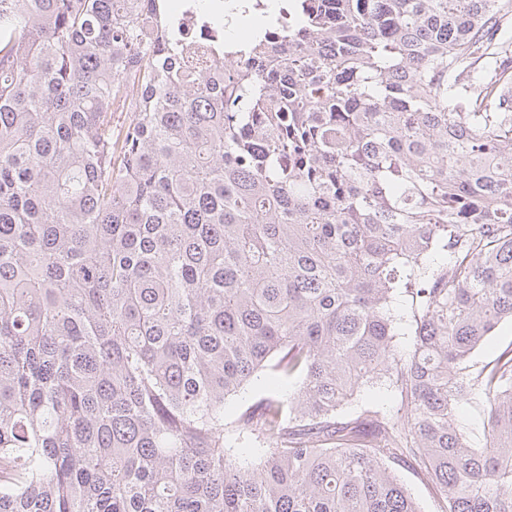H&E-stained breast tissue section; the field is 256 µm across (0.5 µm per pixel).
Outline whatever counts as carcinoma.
Wrapping results in <instances>:
<instances>
[{
    "label": "carcinoma",
    "mask_w": 512,
    "mask_h": 512,
    "mask_svg": "<svg viewBox=\"0 0 512 512\" xmlns=\"http://www.w3.org/2000/svg\"><path fill=\"white\" fill-rule=\"evenodd\" d=\"M145 2L0 0V512H512V0H296L229 66ZM510 344H512V321H504L496 327L487 340L477 349L473 362L479 368L492 360L500 349ZM293 383L273 384L266 375H261L227 402L225 412L230 415L242 405L253 404L265 397H281L293 390ZM358 404H370L388 416H394L398 408L395 399L383 389H374L357 397ZM486 421V405L482 400L463 404L458 410V423L467 432L474 444L482 443ZM398 476L422 512H440L443 504L433 488L410 468H399Z\"/></svg>",
    "instance_id": "cac0c4a2"
}]
</instances>
